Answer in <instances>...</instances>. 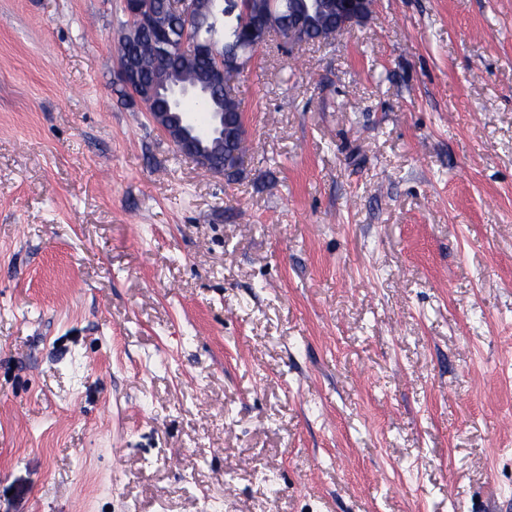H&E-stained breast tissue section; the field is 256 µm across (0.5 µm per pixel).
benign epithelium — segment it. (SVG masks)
<instances>
[{
	"mask_svg": "<svg viewBox=\"0 0 512 512\" xmlns=\"http://www.w3.org/2000/svg\"><path fill=\"white\" fill-rule=\"evenodd\" d=\"M211 3L213 0H164L165 11L161 12L155 0H123L128 23L122 26L118 42H130L147 34L154 54L162 57L166 55L164 48L168 44L171 23L195 16ZM373 4L374 0H302L282 28L269 29L259 23L249 27L242 25L237 31L238 42L227 48L212 41H199L194 31L186 27L179 52L187 56L216 57L212 78L230 88L232 83L226 81V77L242 72L270 36L277 35L280 45L288 49L314 41H329L365 20ZM138 68L136 59L126 58L117 66L114 83L132 88L138 82ZM196 97V93L172 90L162 75L142 92L133 94V99L145 107L159 100L173 103L178 112H151V121L178 153L191 158L201 169L216 171L215 157L205 149L204 143L224 135V118L217 114L202 126L189 113L179 111L184 100Z\"/></svg>",
	"mask_w": 512,
	"mask_h": 512,
	"instance_id": "obj_1",
	"label": "benign epithelium"
}]
</instances>
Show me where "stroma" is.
Returning <instances> with one entry per match:
<instances>
[{
	"instance_id": "obj_1",
	"label": "stroma",
	"mask_w": 512,
	"mask_h": 512,
	"mask_svg": "<svg viewBox=\"0 0 512 512\" xmlns=\"http://www.w3.org/2000/svg\"><path fill=\"white\" fill-rule=\"evenodd\" d=\"M0 0V512H512V0L256 52L236 183Z\"/></svg>"
}]
</instances>
